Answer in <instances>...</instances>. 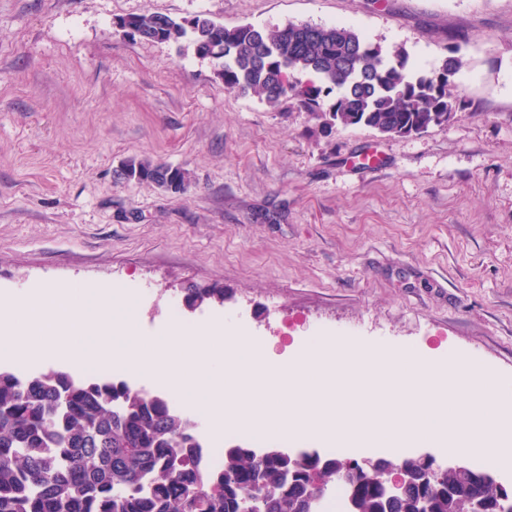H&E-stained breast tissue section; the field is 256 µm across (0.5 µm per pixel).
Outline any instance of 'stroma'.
<instances>
[{"mask_svg": "<svg viewBox=\"0 0 512 512\" xmlns=\"http://www.w3.org/2000/svg\"><path fill=\"white\" fill-rule=\"evenodd\" d=\"M147 12L341 25L419 71L453 51L459 109L420 135L327 132L115 25ZM146 158L190 184L119 177ZM84 283L133 289L144 336L175 300L288 360L351 332L512 379V0H0V302Z\"/></svg>", "mask_w": 512, "mask_h": 512, "instance_id": "35a3bbf8", "label": "stroma"}]
</instances>
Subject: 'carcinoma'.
<instances>
[{"label": "carcinoma", "mask_w": 512, "mask_h": 512, "mask_svg": "<svg viewBox=\"0 0 512 512\" xmlns=\"http://www.w3.org/2000/svg\"><path fill=\"white\" fill-rule=\"evenodd\" d=\"M120 29L216 60L226 89L250 90L270 107L287 99L327 130L409 136L456 115L458 57L414 73L404 49L384 53L350 28L226 27L206 14L144 13L122 18ZM297 73L315 79L298 82ZM122 174L167 190L190 182L187 170L149 159L127 162ZM198 439V423L161 395L61 369L33 377L0 369V512H251L255 499L261 512H306L311 495L336 484V459L317 452H303L301 463L236 446L223 469L205 472ZM420 495L434 512H469L468 482L452 472L413 483L397 512H411Z\"/></svg>", "instance_id": "carcinoma-1"}]
</instances>
